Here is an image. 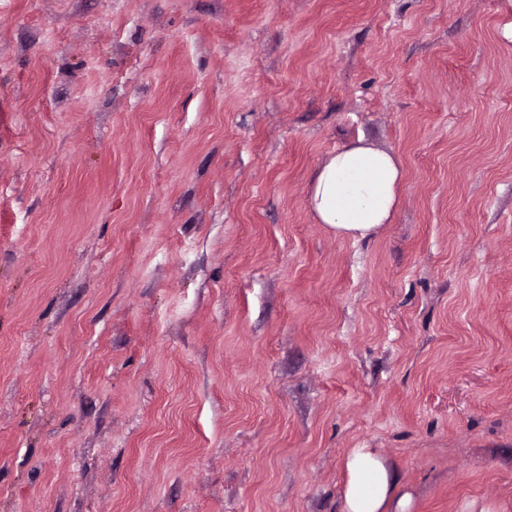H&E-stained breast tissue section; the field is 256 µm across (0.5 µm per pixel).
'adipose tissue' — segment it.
Masks as SVG:
<instances>
[{"mask_svg": "<svg viewBox=\"0 0 512 512\" xmlns=\"http://www.w3.org/2000/svg\"><path fill=\"white\" fill-rule=\"evenodd\" d=\"M404 179L397 155L360 139L323 161L309 185L307 206L336 237L369 239L391 223ZM344 467L342 512H405L408 501L399 494L398 473L376 449H350Z\"/></svg>", "mask_w": 512, "mask_h": 512, "instance_id": "adipose-tissue-1", "label": "adipose tissue"}]
</instances>
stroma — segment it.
Returning a JSON list of instances; mask_svg holds the SVG:
<instances>
[{"instance_id":"stroma-1","label":"stroma","mask_w":512,"mask_h":512,"mask_svg":"<svg viewBox=\"0 0 512 512\" xmlns=\"http://www.w3.org/2000/svg\"><path fill=\"white\" fill-rule=\"evenodd\" d=\"M512 0H0V512H512ZM365 138L375 237L307 207ZM404 179L397 155L359 138L323 161L309 185L307 206L337 238L370 239L391 223ZM344 467L347 481L341 512H406V497H398V473L376 449H350Z\"/></svg>"}]
</instances>
